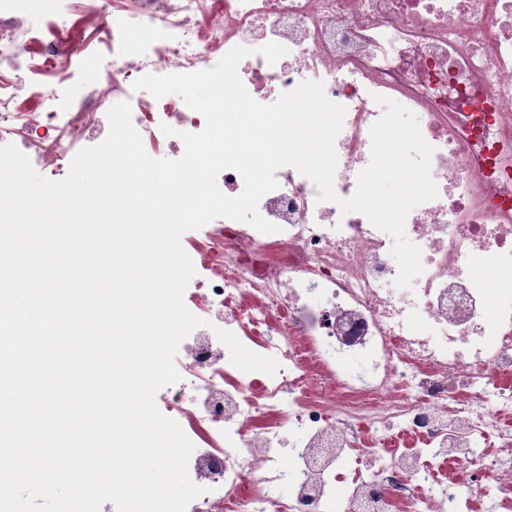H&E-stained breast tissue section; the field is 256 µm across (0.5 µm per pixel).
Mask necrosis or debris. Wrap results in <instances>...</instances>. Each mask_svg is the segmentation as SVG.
Wrapping results in <instances>:
<instances>
[{
    "label": "necrosis or debris",
    "mask_w": 512,
    "mask_h": 512,
    "mask_svg": "<svg viewBox=\"0 0 512 512\" xmlns=\"http://www.w3.org/2000/svg\"><path fill=\"white\" fill-rule=\"evenodd\" d=\"M75 2L66 18L55 0H0V139L48 179L119 102L146 151H184L204 116L135 81L238 45L257 102L314 80L344 107L338 199L371 161L377 96L415 112L433 148L438 196L405 221L423 267L410 288L392 237L291 166L258 203L276 232L218 217L192 243L187 309L279 368L242 371L212 331L181 359L190 393L164 409L206 446L186 512H512V0ZM271 42L287 50L273 64Z\"/></svg>",
    "instance_id": "obj_1"
}]
</instances>
